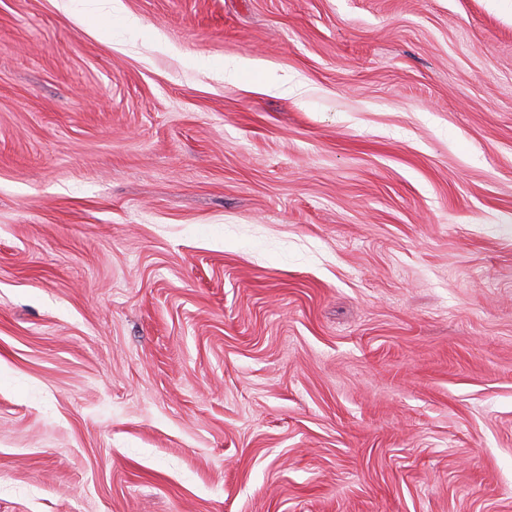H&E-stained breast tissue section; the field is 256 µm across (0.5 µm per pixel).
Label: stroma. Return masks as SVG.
<instances>
[{"label":"stroma","mask_w":512,"mask_h":512,"mask_svg":"<svg viewBox=\"0 0 512 512\" xmlns=\"http://www.w3.org/2000/svg\"><path fill=\"white\" fill-rule=\"evenodd\" d=\"M0 512H512V0H0Z\"/></svg>","instance_id":"obj_1"}]
</instances>
